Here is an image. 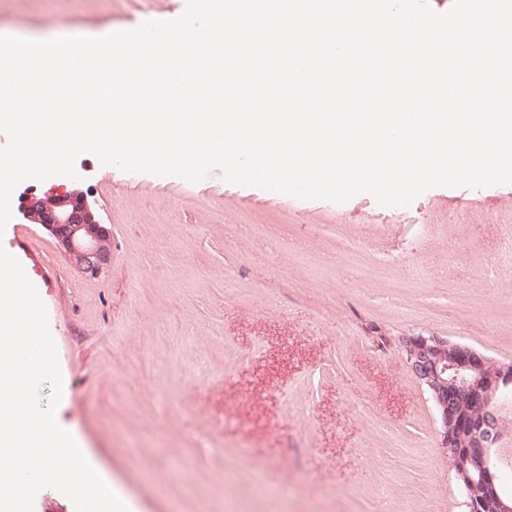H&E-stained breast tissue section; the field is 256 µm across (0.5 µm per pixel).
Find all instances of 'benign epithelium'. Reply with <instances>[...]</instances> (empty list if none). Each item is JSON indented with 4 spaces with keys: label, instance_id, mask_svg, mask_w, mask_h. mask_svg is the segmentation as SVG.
Returning <instances> with one entry per match:
<instances>
[{
    "label": "benign epithelium",
    "instance_id": "benign-epithelium-1",
    "mask_svg": "<svg viewBox=\"0 0 512 512\" xmlns=\"http://www.w3.org/2000/svg\"><path fill=\"white\" fill-rule=\"evenodd\" d=\"M22 212L48 231L85 275L97 277L109 265L110 233L94 220L83 196L64 190L31 197ZM402 346L410 371L434 404L441 447L454 460L466 505L481 512L476 486L493 490L501 467L512 460V448L499 447V413L512 399V363L441 336H407ZM460 394L480 407L478 414L461 417L448 407Z\"/></svg>",
    "mask_w": 512,
    "mask_h": 512
}]
</instances>
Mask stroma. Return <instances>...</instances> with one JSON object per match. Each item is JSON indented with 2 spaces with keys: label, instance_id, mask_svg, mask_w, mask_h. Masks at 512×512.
Instances as JSON below:
<instances>
[{
  "label": "stroma",
  "instance_id": "1",
  "mask_svg": "<svg viewBox=\"0 0 512 512\" xmlns=\"http://www.w3.org/2000/svg\"><path fill=\"white\" fill-rule=\"evenodd\" d=\"M186 0H0V35L89 36ZM21 182L0 243L44 302L56 420L129 512H461L436 413L402 337L512 363V184L301 200L125 172ZM87 196L112 259L83 275L21 213Z\"/></svg>",
  "mask_w": 512,
  "mask_h": 512
}]
</instances>
